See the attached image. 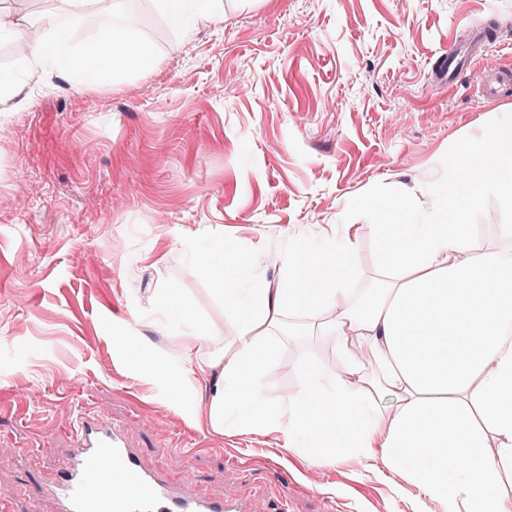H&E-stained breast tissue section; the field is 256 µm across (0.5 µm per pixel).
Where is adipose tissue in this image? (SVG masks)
Returning a JSON list of instances; mask_svg holds the SVG:
<instances>
[{"label":"adipose tissue","mask_w":512,"mask_h":512,"mask_svg":"<svg viewBox=\"0 0 512 512\" xmlns=\"http://www.w3.org/2000/svg\"><path fill=\"white\" fill-rule=\"evenodd\" d=\"M30 54L36 67L77 75L83 86L156 61L148 42L114 25L80 43L52 25ZM433 194L429 223L398 195L362 199L374 216L363 230L384 270L367 307L355 306L349 288L351 236L337 245L295 243L274 288L244 287L253 259L214 244L202 263L239 327L231 346L201 352L190 304L172 291L157 303L187 362L204 364L214 381L209 431L231 423L296 432L306 438L299 456L380 460L438 512H512V248L475 254L471 224L488 195L512 204V123L460 141ZM319 313L317 330L349 356V378L326 377L310 362L300 368L299 395L271 397L263 380L292 327L289 315ZM378 394L392 396L391 414L375 403Z\"/></svg>","instance_id":"ef3b65f1"}]
</instances>
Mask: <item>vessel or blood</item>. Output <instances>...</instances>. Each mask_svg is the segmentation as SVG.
I'll list each match as a JSON object with an SVG mask.
<instances>
[{
    "label": "vessel or blood",
    "mask_w": 512,
    "mask_h": 512,
    "mask_svg": "<svg viewBox=\"0 0 512 512\" xmlns=\"http://www.w3.org/2000/svg\"><path fill=\"white\" fill-rule=\"evenodd\" d=\"M489 42L484 29L469 28L466 38L453 42L441 67L452 78L470 72L482 98L511 100L512 72L479 64ZM74 437L69 466L43 487L60 512H248L245 502L226 495L223 487L194 490L170 484L144 464L140 449L116 423L82 419Z\"/></svg>",
    "instance_id": "vessel-or-blood-1"
}]
</instances>
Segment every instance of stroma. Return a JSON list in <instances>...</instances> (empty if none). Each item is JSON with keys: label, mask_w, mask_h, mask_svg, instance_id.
Segmentation results:
<instances>
[{"label": "stroma", "mask_w": 512, "mask_h": 512, "mask_svg": "<svg viewBox=\"0 0 512 512\" xmlns=\"http://www.w3.org/2000/svg\"><path fill=\"white\" fill-rule=\"evenodd\" d=\"M137 5L128 22L156 68L94 91L53 70L27 81V58L0 38V72L25 80L24 104L0 112V502L53 512L37 486L90 416L123 421L173 478L247 493L254 512L283 499L290 512H436L382 463H307L274 428H197L214 382L194 367L174 401L185 355L157 297L189 300L208 350L239 334L203 272L211 242L252 255L274 287L295 242L369 223L364 197L403 195L432 220L427 187L457 142L512 116V100L480 99L469 73L449 81L440 60L479 26L494 38L482 63L512 71V0H224L223 22L181 30L152 0ZM59 7L8 5L33 46ZM504 208L491 195L474 213L476 250L504 246ZM354 262L359 296L380 273L371 236ZM144 354L159 372L145 374ZM307 361L346 371L334 342L308 329L284 342L268 393H300ZM235 453L250 469L226 465Z\"/></svg>", "instance_id": "1"}]
</instances>
